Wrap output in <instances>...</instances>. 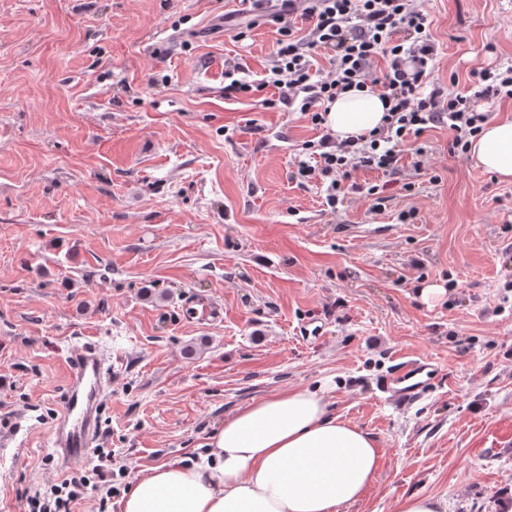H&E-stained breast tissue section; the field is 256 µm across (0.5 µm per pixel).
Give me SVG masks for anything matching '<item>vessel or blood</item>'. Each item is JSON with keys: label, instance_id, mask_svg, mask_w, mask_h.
<instances>
[{"label": "vessel or blood", "instance_id": "obj_1", "mask_svg": "<svg viewBox=\"0 0 512 512\" xmlns=\"http://www.w3.org/2000/svg\"><path fill=\"white\" fill-rule=\"evenodd\" d=\"M181 315L191 321L215 324L223 321L224 309L214 299L189 296L182 304ZM65 363L67 383L62 414L53 434L63 461L72 462L85 457L100 437L98 417L111 396L112 363L95 342L78 346ZM434 371L428 361L404 360L379 379L377 386L391 400L405 406L422 396L427 387L425 377Z\"/></svg>", "mask_w": 512, "mask_h": 512}]
</instances>
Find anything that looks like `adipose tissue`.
<instances>
[{"label":"adipose tissue","instance_id":"adipose-tissue-1","mask_svg":"<svg viewBox=\"0 0 512 512\" xmlns=\"http://www.w3.org/2000/svg\"><path fill=\"white\" fill-rule=\"evenodd\" d=\"M379 91L341 94L326 124L344 139L382 123ZM476 166L512 182V117L471 139ZM381 452L366 431L333 415L322 393L291 388L227 416L195 457L149 469L119 512H337L373 485Z\"/></svg>","mask_w":512,"mask_h":512}]
</instances>
